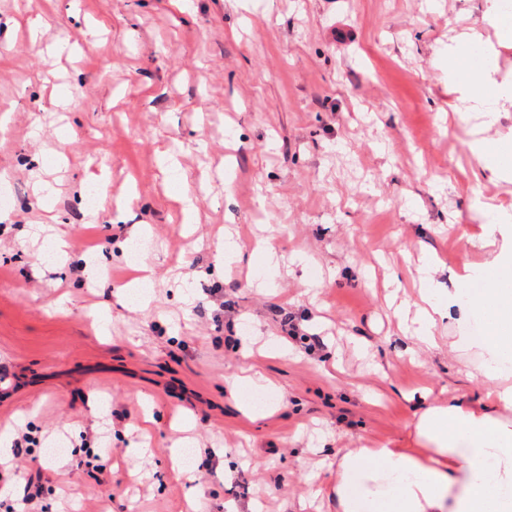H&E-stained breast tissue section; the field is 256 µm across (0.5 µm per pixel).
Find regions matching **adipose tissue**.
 <instances>
[{
  "label": "adipose tissue",
  "mask_w": 512,
  "mask_h": 512,
  "mask_svg": "<svg viewBox=\"0 0 512 512\" xmlns=\"http://www.w3.org/2000/svg\"><path fill=\"white\" fill-rule=\"evenodd\" d=\"M469 37L448 46V80L463 104L461 116L496 123L512 106V77L494 68L456 65ZM478 86L490 88L475 95ZM500 275L467 267L456 289L439 287L434 266L422 270L410 340L418 350L471 355L482 390L468 401H430L414 421L417 445L386 443L338 451L333 480L311 496H326L336 512H512V252L498 257ZM486 324V335L456 339L438 325Z\"/></svg>",
  "instance_id": "1"
}]
</instances>
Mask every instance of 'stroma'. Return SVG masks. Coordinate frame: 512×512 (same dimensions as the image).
I'll return each instance as SVG.
<instances>
[{"instance_id": "obj_1", "label": "stroma", "mask_w": 512, "mask_h": 512, "mask_svg": "<svg viewBox=\"0 0 512 512\" xmlns=\"http://www.w3.org/2000/svg\"><path fill=\"white\" fill-rule=\"evenodd\" d=\"M485 8L0 0V431L66 437L80 462L62 478L36 445L0 467L14 512L36 475L42 512H289L338 450L414 447L412 388L479 394L464 360L406 353L388 302L428 261L444 284L512 249L479 242L477 205L512 210V183L474 177L448 83V45L472 30L512 73ZM139 228L142 311L116 301ZM227 232L245 257L229 269ZM280 308L322 347L290 340ZM257 372L276 401L252 413L231 384ZM185 439L203 459L192 483L172 457ZM86 442L106 474L83 466Z\"/></svg>"}]
</instances>
